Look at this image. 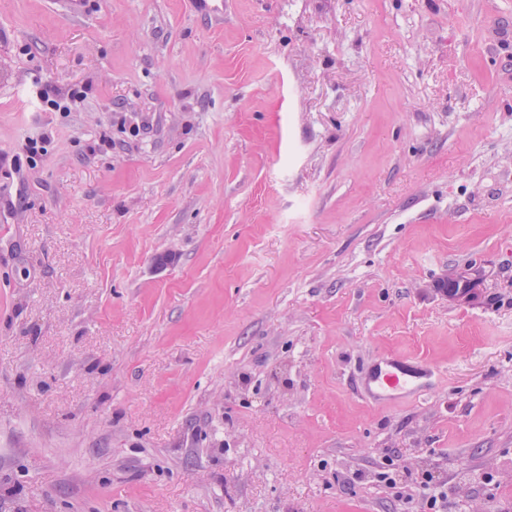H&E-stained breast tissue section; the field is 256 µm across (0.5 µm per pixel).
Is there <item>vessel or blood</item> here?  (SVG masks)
<instances>
[{
    "mask_svg": "<svg viewBox=\"0 0 512 512\" xmlns=\"http://www.w3.org/2000/svg\"><path fill=\"white\" fill-rule=\"evenodd\" d=\"M435 372L404 355L389 356L371 366L362 387L365 399L380 402L417 396L428 391Z\"/></svg>",
    "mask_w": 512,
    "mask_h": 512,
    "instance_id": "obj_1",
    "label": "vessel or blood"
}]
</instances>
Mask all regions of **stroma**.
Masks as SVG:
<instances>
[{"label":"stroma","instance_id":"1","mask_svg":"<svg viewBox=\"0 0 512 512\" xmlns=\"http://www.w3.org/2000/svg\"><path fill=\"white\" fill-rule=\"evenodd\" d=\"M399 465L512 512V0H0V512H429ZM435 371L404 355L388 356L366 372L362 397L380 402L417 396L432 386Z\"/></svg>","mask_w":512,"mask_h":512}]
</instances>
